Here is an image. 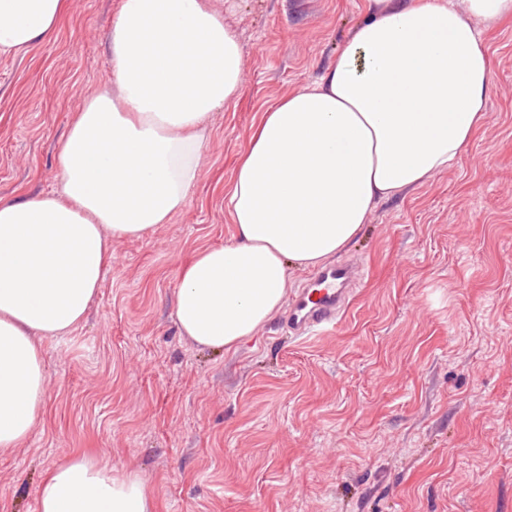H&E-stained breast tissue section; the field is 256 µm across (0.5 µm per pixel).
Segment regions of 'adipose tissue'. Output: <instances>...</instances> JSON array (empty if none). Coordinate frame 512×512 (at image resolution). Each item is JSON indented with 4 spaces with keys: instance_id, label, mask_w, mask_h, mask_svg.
I'll list each match as a JSON object with an SVG mask.
<instances>
[{
    "instance_id": "adipose-tissue-1",
    "label": "adipose tissue",
    "mask_w": 512,
    "mask_h": 512,
    "mask_svg": "<svg viewBox=\"0 0 512 512\" xmlns=\"http://www.w3.org/2000/svg\"><path fill=\"white\" fill-rule=\"evenodd\" d=\"M237 0H120L112 86L88 99L57 155L58 190L0 200V451L43 420L44 340L84 320L112 241L142 238L187 205L206 121L236 97ZM368 16L313 83L262 113L224 193L234 227L179 273L174 317L228 351L284 306L309 270L361 232L376 202L454 167L486 119L493 73L480 29L512 0H367ZM63 0H0V53L50 40ZM146 479L85 453L42 480L37 512H155Z\"/></svg>"
}]
</instances>
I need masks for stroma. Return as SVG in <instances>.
Returning <instances> with one entry per match:
<instances>
[{
  "label": "stroma",
  "instance_id": "stroma-1",
  "mask_svg": "<svg viewBox=\"0 0 512 512\" xmlns=\"http://www.w3.org/2000/svg\"><path fill=\"white\" fill-rule=\"evenodd\" d=\"M119 0H65L59 31L0 54V198L58 190L56 157L112 85ZM366 0H238V96L212 113L183 211L112 242L88 317L46 341V414L0 454V512H36L55 465L88 453L144 476L156 512H512V18L484 30V124L457 166L381 201L344 251L362 274L336 328L272 318L213 353L173 317L179 267L223 243L261 113L315 81Z\"/></svg>",
  "mask_w": 512,
  "mask_h": 512
}]
</instances>
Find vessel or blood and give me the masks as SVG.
<instances>
[{"instance_id": "1", "label": "vessel or blood", "mask_w": 512, "mask_h": 512, "mask_svg": "<svg viewBox=\"0 0 512 512\" xmlns=\"http://www.w3.org/2000/svg\"><path fill=\"white\" fill-rule=\"evenodd\" d=\"M358 275V267L352 262L337 263L316 272L293 294L284 328L296 339L335 329L351 303Z\"/></svg>"}]
</instances>
